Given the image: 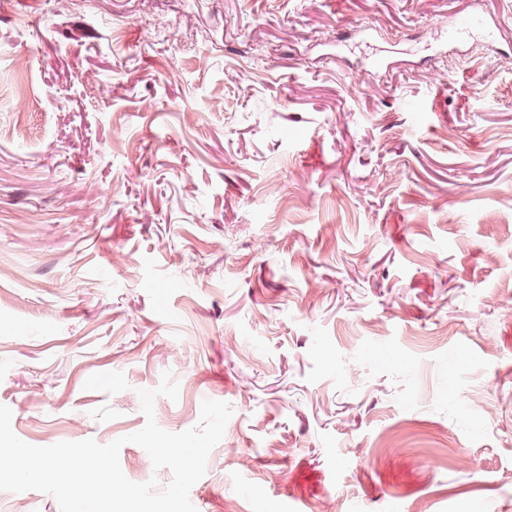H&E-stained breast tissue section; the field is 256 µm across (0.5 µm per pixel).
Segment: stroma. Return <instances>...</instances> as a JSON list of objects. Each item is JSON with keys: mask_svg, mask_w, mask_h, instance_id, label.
<instances>
[{"mask_svg": "<svg viewBox=\"0 0 512 512\" xmlns=\"http://www.w3.org/2000/svg\"><path fill=\"white\" fill-rule=\"evenodd\" d=\"M166 372L197 512H512V0H0V404Z\"/></svg>", "mask_w": 512, "mask_h": 512, "instance_id": "1", "label": "stroma"}]
</instances>
